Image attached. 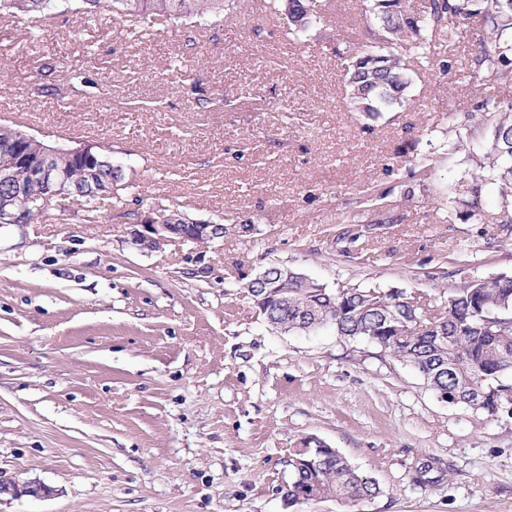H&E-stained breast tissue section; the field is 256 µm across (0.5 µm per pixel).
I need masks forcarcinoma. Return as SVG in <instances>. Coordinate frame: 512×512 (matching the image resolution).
<instances>
[{
  "instance_id": "obj_1",
  "label": "carcinoma",
  "mask_w": 512,
  "mask_h": 512,
  "mask_svg": "<svg viewBox=\"0 0 512 512\" xmlns=\"http://www.w3.org/2000/svg\"><path fill=\"white\" fill-rule=\"evenodd\" d=\"M58 0H0V16H22L38 25L55 17ZM74 11L87 17L110 14L130 17L147 26L158 21H201L233 8L231 0H72ZM274 14L288 30V39L303 43L321 24L320 0H274ZM366 13L373 25L371 37L357 44L343 62L350 107L367 120L384 112H397L411 100L413 83L405 61L422 67L435 56L433 38L453 44L469 24L480 22L483 34L464 71L470 79L493 86L512 87V0H427L420 11L409 0H367ZM474 110L497 116L478 167L481 174L466 187L471 207L486 185L502 199L512 198V98L486 94ZM0 145L18 151L12 175L0 181V202L17 222L35 224L60 215L82 213L97 222L103 205L124 189L122 171L112 166V148L96 145L89 162L69 153L51 162L55 194H35L33 164L39 161L44 140L26 138V132L0 125ZM266 292L274 298L263 305L262 317L278 329L312 331L329 326L347 340H363L390 352L417 370L437 393L472 404L491 416L512 402V278L473 277L450 289L435 309L408 303L409 296L392 288L347 283L329 288L293 274L281 266L264 269ZM317 443L293 449L288 458V496L312 490L340 499H374L380 487L362 476L339 452H315Z\"/></svg>"
}]
</instances>
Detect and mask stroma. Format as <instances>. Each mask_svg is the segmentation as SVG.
<instances>
[{"instance_id":"stroma-1","label":"stroma","mask_w":512,"mask_h":512,"mask_svg":"<svg viewBox=\"0 0 512 512\" xmlns=\"http://www.w3.org/2000/svg\"><path fill=\"white\" fill-rule=\"evenodd\" d=\"M324 2L320 32L284 53L258 0L142 36L108 15L65 11L40 34L0 18V124L110 146L124 208L227 228L144 253L108 206L94 224L0 227V481L52 490L0 493V512H512L511 415L444 401L333 329L281 333L246 290L274 262L433 306L465 278L512 277V198L484 187L475 217L448 197L494 122L473 109L479 83L415 70L405 109L363 130L335 49L370 22L361 0ZM76 73L100 94L76 93ZM347 218L362 232L340 244ZM309 436L380 495L288 504V457ZM436 460L444 480L415 483Z\"/></svg>"}]
</instances>
